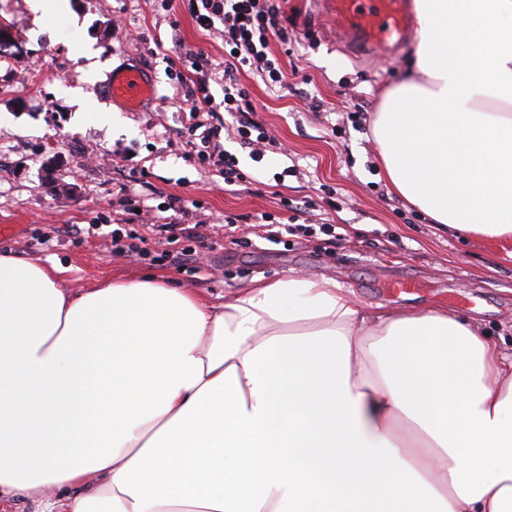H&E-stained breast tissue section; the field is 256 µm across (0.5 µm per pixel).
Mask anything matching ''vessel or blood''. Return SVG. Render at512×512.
Returning <instances> with one entry per match:
<instances>
[{
  "instance_id": "vessel-or-blood-1",
  "label": "vessel or blood",
  "mask_w": 512,
  "mask_h": 512,
  "mask_svg": "<svg viewBox=\"0 0 512 512\" xmlns=\"http://www.w3.org/2000/svg\"><path fill=\"white\" fill-rule=\"evenodd\" d=\"M327 10L354 48L363 53L376 48L394 50L407 35L406 0H328ZM103 93L138 110L153 98L154 80L140 69L121 70L110 75Z\"/></svg>"
}]
</instances>
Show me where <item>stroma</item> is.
<instances>
[{
  "mask_svg": "<svg viewBox=\"0 0 512 512\" xmlns=\"http://www.w3.org/2000/svg\"><path fill=\"white\" fill-rule=\"evenodd\" d=\"M66 8L34 27L26 0H0V30L12 37L10 57L0 60V254L28 260L53 258L77 288L109 279L151 274L209 298H228L257 280L292 274L336 280L368 308H448L467 318L503 348L512 347V256L499 245L463 238L433 224L392 194L378 162L371 124L384 91L413 73L416 42L397 55L376 49L349 55L336 40L335 20L317 0H288V15L302 41L282 59L288 86L268 92L259 75L244 74L257 116L276 138L260 145L253 161L232 131L220 142L250 175L237 192L225 191L210 168L186 161L174 140L181 94L162 58L130 38L136 30L161 38L165 49L203 48L224 58L220 34L196 28L185 9L175 18L154 11L151 0H64ZM78 16L77 40H89L102 78L112 70L142 67L155 82L147 108L126 112L131 134L78 117L61 88L83 87L85 59L54 37ZM143 171L150 189L118 193ZM335 188V207L325 195ZM196 204L207 245L197 246L200 270L178 267L163 235L153 231L170 197ZM300 207L302 224H337L338 236L319 233L262 238L260 227L241 223L225 231L228 215L270 214L286 222L281 197ZM138 205V222L126 210ZM95 233H88L89 225ZM145 236L150 258L112 249L113 230ZM407 281L405 290L394 289Z\"/></svg>",
  "mask_w": 512,
  "mask_h": 512,
  "instance_id": "1",
  "label": "stroma"
}]
</instances>
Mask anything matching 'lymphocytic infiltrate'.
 I'll use <instances>...</instances> for the list:
<instances>
[{"instance_id": "f902f5d3", "label": "lymphocytic infiltrate", "mask_w": 512, "mask_h": 512, "mask_svg": "<svg viewBox=\"0 0 512 512\" xmlns=\"http://www.w3.org/2000/svg\"><path fill=\"white\" fill-rule=\"evenodd\" d=\"M155 10L173 14L183 4L203 31H220L226 46L224 59L213 63L203 49H188L169 63L168 75L176 80L183 99L181 110L188 122L185 156L215 169L225 186L246 182L233 155L220 143L226 117L237 123L242 147L270 140L266 126L255 119L251 93L240 80L244 71L258 74L269 91L287 83L280 52L293 44L288 24V0H152ZM221 70L224 97L215 100L210 90L214 70ZM169 215L160 217L157 229L167 243L201 239L199 224L192 209L180 198H171Z\"/></svg>"}]
</instances>
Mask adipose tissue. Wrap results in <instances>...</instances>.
I'll list each match as a JSON object with an SVG mask.
<instances>
[{
	"label": "adipose tissue",
	"mask_w": 512,
	"mask_h": 512,
	"mask_svg": "<svg viewBox=\"0 0 512 512\" xmlns=\"http://www.w3.org/2000/svg\"><path fill=\"white\" fill-rule=\"evenodd\" d=\"M391 192L512 243V0H414ZM0 255V497L36 512H512V353L301 274L215 304Z\"/></svg>",
	"instance_id": "adipose-tissue-1"
}]
</instances>
